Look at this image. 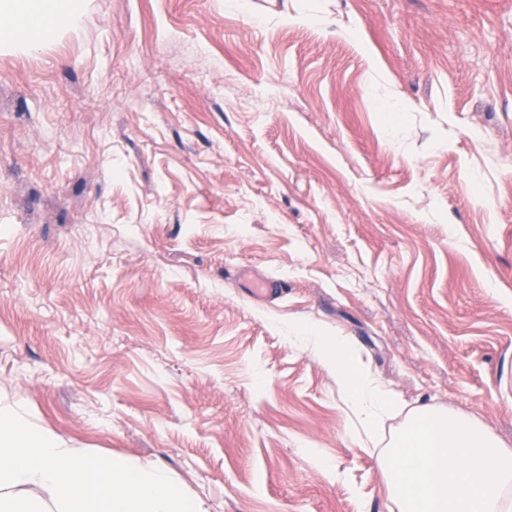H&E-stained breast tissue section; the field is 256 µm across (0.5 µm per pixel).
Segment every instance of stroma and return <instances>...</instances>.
<instances>
[{"label":"stroma","instance_id":"1","mask_svg":"<svg viewBox=\"0 0 512 512\" xmlns=\"http://www.w3.org/2000/svg\"><path fill=\"white\" fill-rule=\"evenodd\" d=\"M0 399L204 512H390L418 406L512 447V0H83L0 49ZM314 341L322 351L323 361L336 369L351 408L364 428L374 433L382 415L395 409L392 396L376 385L354 365V351L340 336H304Z\"/></svg>","mask_w":512,"mask_h":512}]
</instances>
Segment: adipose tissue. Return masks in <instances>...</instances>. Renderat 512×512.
<instances>
[{
  "label": "adipose tissue",
  "instance_id": "ef3b65f1",
  "mask_svg": "<svg viewBox=\"0 0 512 512\" xmlns=\"http://www.w3.org/2000/svg\"><path fill=\"white\" fill-rule=\"evenodd\" d=\"M82 0H0V46L34 48L74 24ZM367 431L395 408L392 396L361 373L340 336L315 339ZM203 512L164 470L121 459L97 461L19 406L0 401V512Z\"/></svg>",
  "mask_w": 512,
  "mask_h": 512
}]
</instances>
